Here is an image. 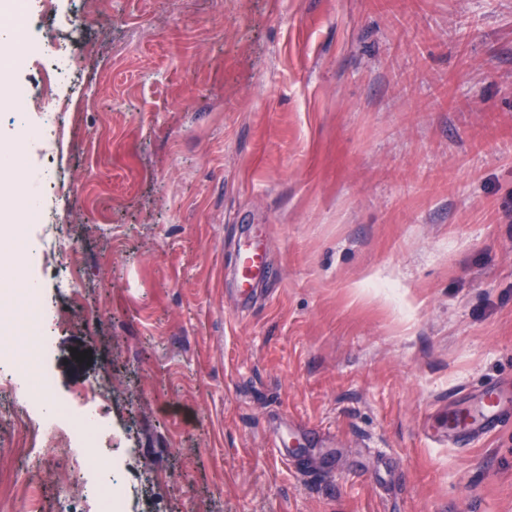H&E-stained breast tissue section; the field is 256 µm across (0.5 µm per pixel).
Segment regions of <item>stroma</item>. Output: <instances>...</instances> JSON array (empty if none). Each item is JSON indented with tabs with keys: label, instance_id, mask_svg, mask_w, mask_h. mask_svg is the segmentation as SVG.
I'll return each instance as SVG.
<instances>
[{
	"label": "stroma",
	"instance_id": "35a3bbf8",
	"mask_svg": "<svg viewBox=\"0 0 512 512\" xmlns=\"http://www.w3.org/2000/svg\"><path fill=\"white\" fill-rule=\"evenodd\" d=\"M35 26L78 72L63 129L0 112V150L52 176L50 224L0 251L37 274L55 394L29 411L30 373L0 370V512L95 482L72 412L128 512H512V420L448 430L478 386L512 393V0H114ZM250 232L273 274L247 291Z\"/></svg>",
	"mask_w": 512,
	"mask_h": 512
}]
</instances>
